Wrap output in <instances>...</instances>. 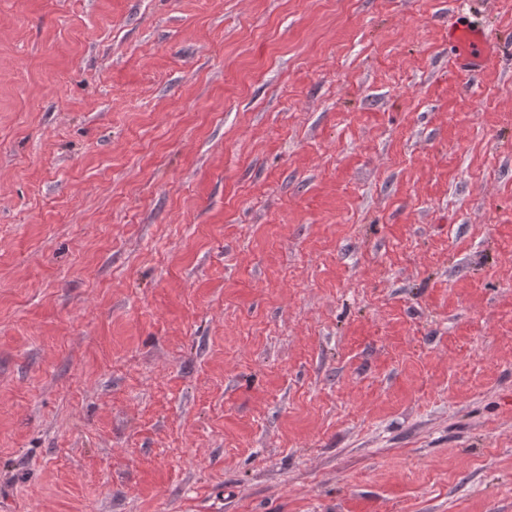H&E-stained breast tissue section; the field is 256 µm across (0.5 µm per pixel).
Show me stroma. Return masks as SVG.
<instances>
[{
  "instance_id": "stroma-1",
  "label": "stroma",
  "mask_w": 512,
  "mask_h": 512,
  "mask_svg": "<svg viewBox=\"0 0 512 512\" xmlns=\"http://www.w3.org/2000/svg\"><path fill=\"white\" fill-rule=\"evenodd\" d=\"M0 512H512V0H0ZM448 40L453 44L457 66L467 72L480 70L486 59L497 53L483 28L475 24L449 28Z\"/></svg>"
}]
</instances>
